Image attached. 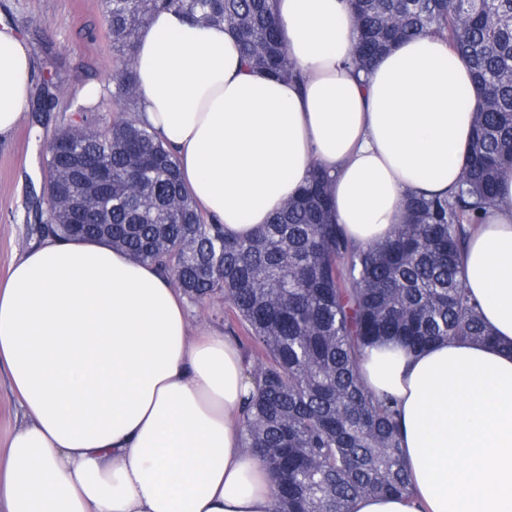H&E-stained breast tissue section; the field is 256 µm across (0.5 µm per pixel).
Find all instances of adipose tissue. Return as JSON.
I'll use <instances>...</instances> for the list:
<instances>
[{"label":"adipose tissue","mask_w":512,"mask_h":512,"mask_svg":"<svg viewBox=\"0 0 512 512\" xmlns=\"http://www.w3.org/2000/svg\"><path fill=\"white\" fill-rule=\"evenodd\" d=\"M299 81L244 68L224 27L170 10L136 41V116L172 151L210 223L246 238L313 165L357 243L405 223L409 195H453L473 140L469 67L421 34L368 74L349 64V0H276ZM31 58L0 22V140L22 119ZM494 340L373 348L370 390L397 407L412 493L353 512H512V171L462 262ZM160 269L97 241L44 238L0 285V371L22 423L0 454V512H271L272 481L242 445L253 384L235 341L194 334Z\"/></svg>","instance_id":"ef3b65f1"}]
</instances>
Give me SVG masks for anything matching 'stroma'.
I'll return each instance as SVG.
<instances>
[{"label":"stroma","instance_id":"obj_1","mask_svg":"<svg viewBox=\"0 0 512 512\" xmlns=\"http://www.w3.org/2000/svg\"><path fill=\"white\" fill-rule=\"evenodd\" d=\"M0 20L11 24L32 56V80L51 78L62 92L52 111L35 118L24 111L18 128L0 141V282L11 264L35 243V207L44 202L43 155L47 140L90 103L104 119L116 106L110 97L86 99L92 85L105 86L118 55L103 23L101 0H0Z\"/></svg>","mask_w":512,"mask_h":512}]
</instances>
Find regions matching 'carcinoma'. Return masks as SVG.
<instances>
[{"label":"carcinoma","mask_w":512,"mask_h":512,"mask_svg":"<svg viewBox=\"0 0 512 512\" xmlns=\"http://www.w3.org/2000/svg\"><path fill=\"white\" fill-rule=\"evenodd\" d=\"M276 0H103L120 56L109 96L119 112L53 134L45 152L39 236L99 240L164 269L189 301L228 303L239 340L255 353L256 387L242 419L244 447L274 477L273 512H351L366 495H408L397 409L371 392L359 365L381 341L413 350L450 339L488 342L458 261L479 211L512 170V0H349L357 18L350 64L368 70L391 45L419 34L446 41L471 69L481 107L473 147L451 197L411 196L408 222L384 242L359 246L332 222L329 177L310 171L300 194L246 239L210 224L183 187L177 164L133 117L135 44L163 10L222 24L247 64L279 79L302 78L280 34ZM57 86L34 88L48 112Z\"/></svg>","instance_id":"carcinoma-1"}]
</instances>
